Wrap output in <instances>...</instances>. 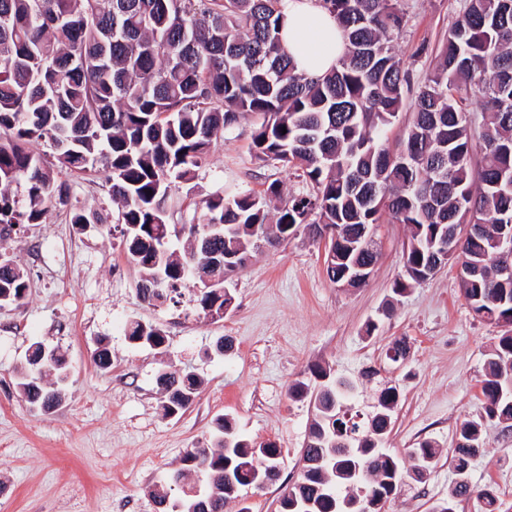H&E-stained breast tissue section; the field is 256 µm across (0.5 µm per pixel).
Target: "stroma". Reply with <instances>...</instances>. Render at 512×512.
<instances>
[{
    "label": "stroma",
    "mask_w": 512,
    "mask_h": 512,
    "mask_svg": "<svg viewBox=\"0 0 512 512\" xmlns=\"http://www.w3.org/2000/svg\"><path fill=\"white\" fill-rule=\"evenodd\" d=\"M404 4L408 23L394 49L420 81L462 0ZM422 45L429 54H418ZM251 130L244 119L214 142L208 165L174 188L170 223H190L218 191L261 193L275 181L282 199L306 192L296 170L254 160ZM68 183L72 208L49 209L43 223L16 225L0 239L29 282L21 304L0 308V512H157L153 490L168 484L188 450L215 447L220 417L248 442L281 450L278 479L262 490H241L224 512H280L284 488L300 473L312 418L311 405L289 389L314 363L353 379L376 371L378 386L396 391L385 445L402 469L411 465L406 449L422 441L436 448L433 468L393 495L384 512H434L447 500L455 434L480 415L484 361L502 333L472 312L455 263L394 294L407 229L386 215L369 283L341 288L327 277L321 245L301 233L256 253L230 280L228 312L211 319L183 304L144 303L119 230L71 221L76 209L116 219L104 175H75ZM135 318L164 330L165 354L129 341L125 327ZM372 322L378 328L370 333ZM400 338L410 354L395 363L387 350ZM35 343L60 347L69 363L65 398L49 411L32 408L17 388V371ZM101 343L112 351L106 371L94 364ZM164 356L202 381L175 417L165 415L156 382ZM482 436L485 452L473 461L469 482L477 490L495 487L499 512H512V427L491 422Z\"/></svg>",
    "instance_id": "35a3bbf8"
}]
</instances>
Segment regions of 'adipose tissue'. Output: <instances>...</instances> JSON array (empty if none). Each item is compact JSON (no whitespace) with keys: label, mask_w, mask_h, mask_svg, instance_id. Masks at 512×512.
Here are the masks:
<instances>
[{"label":"adipose tissue","mask_w":512,"mask_h":512,"mask_svg":"<svg viewBox=\"0 0 512 512\" xmlns=\"http://www.w3.org/2000/svg\"><path fill=\"white\" fill-rule=\"evenodd\" d=\"M282 41L297 70L320 75L346 52L335 18L319 0H281Z\"/></svg>","instance_id":"obj_1"}]
</instances>
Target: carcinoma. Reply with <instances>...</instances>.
I'll return each mask as SVG.
<instances>
[{"instance_id":"cac0c4a2","label":"carcinoma","mask_w":512,"mask_h":512,"mask_svg":"<svg viewBox=\"0 0 512 512\" xmlns=\"http://www.w3.org/2000/svg\"><path fill=\"white\" fill-rule=\"evenodd\" d=\"M334 15L346 53L330 72L311 77L295 70L280 36V0H0V238L18 224H40L51 207L73 209L72 223H103L73 207L61 172L106 173L119 205L122 244L140 273L148 305L179 304L194 274L197 254L237 255L246 267L257 251L253 226L268 236L284 224H333L353 236L382 215L407 226V273L401 292L415 282L408 270L426 264L434 233L462 224L489 232L471 244L468 259L480 274L463 297L486 321H512V280L497 274L495 233L512 225V0H464L448 29L432 71L419 84L397 58L393 42L407 23L404 0H320ZM412 118L396 148L385 146L406 99ZM252 123L251 153L260 162L302 172L308 192L277 208V182L263 194L242 190L206 198L189 225L168 223L172 189L195 178L208 162L213 139ZM48 146L55 164L30 149ZM23 189L24 202L8 191ZM28 276L0 252V305L27 296ZM224 294L193 289L188 303L206 306ZM128 339L160 346L162 328L132 319ZM63 354L43 355L42 344L18 370L17 385L33 407L58 405L68 381ZM291 396L312 404L314 419L292 487L294 503L309 512H338L336 501L355 493L383 504L402 483L399 459L380 450L392 425L397 394L376 393L365 414L342 410L356 385L316 365ZM163 411L173 415L192 401L199 378L164 370ZM512 332L498 338L484 363L482 414L462 424L450 465L458 472L483 453L482 420L512 421ZM221 449H199L182 459L206 491L184 499L195 512H224V472L248 487L242 465L265 459L279 472L273 443L250 445L229 418L216 421ZM421 479L436 449L424 441L407 451ZM476 496L480 512H498L487 487L454 485L448 502Z\"/></svg>"}]
</instances>
